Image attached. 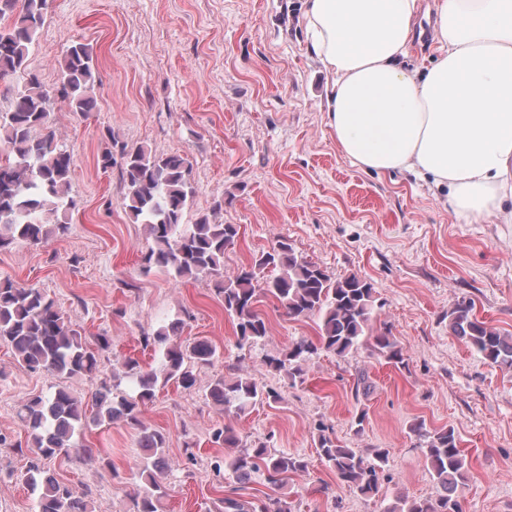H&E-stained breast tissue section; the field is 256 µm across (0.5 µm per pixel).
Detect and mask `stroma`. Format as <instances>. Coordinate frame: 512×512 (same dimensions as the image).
<instances>
[{"instance_id": "1", "label": "stroma", "mask_w": 512, "mask_h": 512, "mask_svg": "<svg viewBox=\"0 0 512 512\" xmlns=\"http://www.w3.org/2000/svg\"><path fill=\"white\" fill-rule=\"evenodd\" d=\"M305 11L306 0H52L29 68L54 88L64 52L88 44L101 79L98 105L81 114L55 104L50 127L73 156L77 208L64 236L0 251V278L47 291L86 336L111 338L98 371L71 383L87 396L110 380L115 357L159 368L161 351L140 339L174 315L185 321V338L215 348L213 365L196 367L195 388L168 385L141 415L167 437L169 512H209L233 486V476L210 465L225 453L212 431L226 423L244 440L307 463L282 489L296 512H385L400 496L436 497L412 431L421 419L460 436L470 463L463 512H512V370L488 366L448 329L449 310L470 301L478 317L512 332V223L458 221L446 192L408 174H367L342 157L325 124L329 75L307 50ZM110 130L129 145L187 156L194 195L186 221L219 204L224 221L240 227L225 274L284 240L331 276L369 280L382 304L375 322L391 325L406 366L384 363L365 343L343 358L319 352L298 383L268 371L265 357L318 334L315 320L289 317L269 296L257 307L268 336L239 348L211 281L144 271L147 240L122 205V163L101 164ZM238 371L274 387L278 399L242 416L210 403L211 380ZM361 371L372 388L358 397ZM54 384L0 345V435L8 440L0 463L14 471L0 479V512H33L27 459L13 448L26 438L16 407ZM321 422L348 447L388 450L377 496L341 484L321 461ZM137 435L123 422L88 427L82 441L97 449L99 464L54 468L93 490L95 512H131Z\"/></svg>"}]
</instances>
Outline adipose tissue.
I'll return each mask as SVG.
<instances>
[{
    "mask_svg": "<svg viewBox=\"0 0 512 512\" xmlns=\"http://www.w3.org/2000/svg\"><path fill=\"white\" fill-rule=\"evenodd\" d=\"M417 0H307V49L331 73L326 126L375 174L448 192L468 222L512 223V0H436L438 56L411 66Z\"/></svg>",
    "mask_w": 512,
    "mask_h": 512,
    "instance_id": "ef3b65f1",
    "label": "adipose tissue"
}]
</instances>
